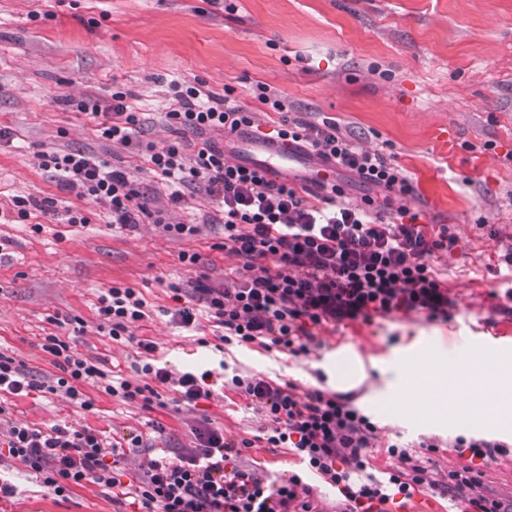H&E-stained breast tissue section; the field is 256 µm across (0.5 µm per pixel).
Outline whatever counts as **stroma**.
<instances>
[{
  "label": "stroma",
  "instance_id": "stroma-1",
  "mask_svg": "<svg viewBox=\"0 0 512 512\" xmlns=\"http://www.w3.org/2000/svg\"><path fill=\"white\" fill-rule=\"evenodd\" d=\"M173 79H198L215 93L232 87L237 104L254 110L262 131L275 113L255 99L257 84L285 97L298 117H330L357 146L390 155L410 179L407 198L427 224H445L458 237L435 260L448 273L456 306L448 321L412 314L318 331L308 358L261 348L232 347L226 354L199 347L212 338L209 322L188 331L167 312L171 288L184 304L202 308L196 287L221 286L233 262L219 245L224 231L214 219L221 203L198 195L173 221L204 222L202 234L176 240L152 222L112 227L91 199L69 192L41 169V151L81 149L122 158L132 181L163 205L166 188L143 159L101 138L97 125L71 102L119 90L143 114L141 135L166 140L164 113ZM0 127L14 140L0 147V353L39 373L51 372L44 336L71 339L86 357L105 359L114 373L133 378L131 344L113 342L93 326L97 298L115 284L139 289L150 308L133 333L155 341L174 370L226 360L243 371L278 376L308 389L325 384L351 395L371 416L381 440L410 445L436 441L428 477L448 479L470 460L448 448L459 435L506 445L507 455L485 467L480 492L512 502V430L482 417L424 416L395 403L390 366L402 378L419 374L429 385L439 362L458 348L474 347V327L485 335L512 330V0H0ZM50 198L51 214L17 216L14 196ZM90 218L67 221L68 210ZM198 254L196 264L179 259ZM79 316L85 333L57 326L54 316ZM325 381H318V374ZM95 402L85 411L64 397L34 392L0 396L13 418L39 427L66 423L107 432L134 427L146 446L176 450L189 445L202 416L230 438L249 437L264 420L235 395L215 388L197 410L143 408L88 388ZM164 433H154L151 422ZM242 463L273 479L299 469L283 448H253ZM21 489L6 512H117L111 493L88 484L69 500L54 498L34 473L17 474Z\"/></svg>",
  "mask_w": 512,
  "mask_h": 512
}]
</instances>
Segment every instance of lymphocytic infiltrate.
I'll return each instance as SVG.
<instances>
[{
  "label": "lymphocytic infiltrate",
  "instance_id": "f902f5d3",
  "mask_svg": "<svg viewBox=\"0 0 512 512\" xmlns=\"http://www.w3.org/2000/svg\"><path fill=\"white\" fill-rule=\"evenodd\" d=\"M168 88L165 123L171 137L159 145L139 139L142 119L125 92L75 103L97 122L103 138L144 158L161 177L169 190L166 207L149 209L127 172L100 155L44 151L38 159L43 170L57 172L71 192L92 199L124 227L150 217L166 235L193 239L201 235V225L169 221V209L187 206L192 194L222 203L224 254L237 265L223 287L203 289V312L182 305L180 293H173L174 323L188 328L203 315L223 345H256L297 359L318 347L317 330L330 325L369 323L396 313L448 318L453 301L432 262L438 253L451 252L457 237L445 225L429 229L405 204L411 185L398 165L381 152L353 145L332 118L313 123L289 117L286 101L257 85L258 102L279 116L269 140L303 144L323 163L386 193L381 201L365 195L354 202L343 185L332 183L308 200L263 170L226 160L223 147L211 140L214 132L229 136L255 127L254 111L207 90L201 81L174 79ZM386 204L395 207L390 222L382 215ZM146 306L140 291L116 284L99 296L96 312L98 332L135 344L136 380L112 374L103 360L83 357L64 337L49 335L42 349L54 374L34 377L0 354V392L59 394L90 411L94 402L83 390L87 382L110 397L142 401L147 409L165 407L166 387L176 404L194 408L212 398L218 383L265 418L261 434L230 439L205 417L193 429L192 447L143 458L132 471L125 451L142 447L137 430L116 437L89 426L41 428L10 420L0 436V501L17 496L13 470L19 466L40 474L51 495L66 499L93 483L133 512H318L307 481L311 475L336 488L337 512H400L428 485L422 460L395 443L387 444L386 453L398 467L371 473L377 427L350 396L303 391L295 382L243 374L224 362L215 371L171 370L157 358L153 340L135 338L131 331L145 318ZM262 444L288 449L301 470L269 483L244 469L243 452ZM448 479L449 493L467 500L473 512H499V502L475 495L480 480L474 468L449 472Z\"/></svg>",
  "mask_w": 512,
  "mask_h": 512
}]
</instances>
